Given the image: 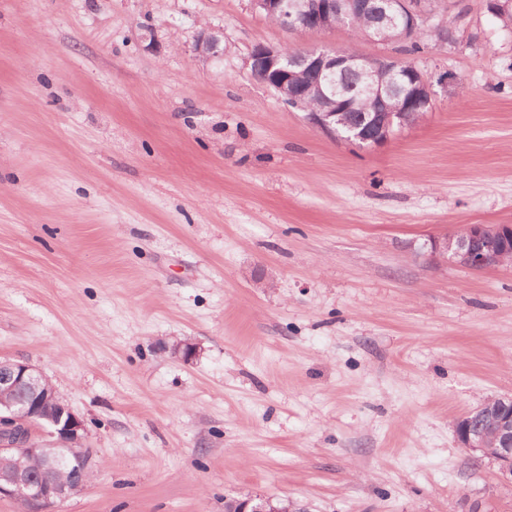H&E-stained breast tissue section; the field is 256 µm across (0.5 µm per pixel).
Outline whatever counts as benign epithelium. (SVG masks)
Here are the masks:
<instances>
[{"mask_svg": "<svg viewBox=\"0 0 512 512\" xmlns=\"http://www.w3.org/2000/svg\"><path fill=\"white\" fill-rule=\"evenodd\" d=\"M266 17H275L279 26L295 32L324 33L338 27L337 13L354 20L368 17L372 34L368 41L386 43L385 32H399L395 43H404L408 35L436 26L440 13L436 0H381L376 10L367 11L370 0H250ZM196 56L214 60L224 56L218 34L201 29L195 39ZM252 75L274 90L283 100L300 102L309 91L302 74L314 73L325 85H317L322 105L307 113V118L322 131L337 136L344 128L349 142L382 145L392 137L395 127L403 128L423 116L432 105L431 83L422 70L408 65L402 55L384 53L367 56L346 49L326 46L308 48L295 55H285L278 47L259 44L249 57ZM356 68L363 78L361 94L378 112L365 125L346 120L351 98L337 84L343 69ZM431 255L452 258L471 270L512 263L511 224H470L460 233L435 237L430 241ZM42 430L41 439L33 437V427ZM458 443L468 451L493 460L499 480L512 486V397H494L469 410L455 422ZM20 436L24 452L48 476L33 495L24 494L30 467L14 458L17 443L9 438ZM87 428L59 395L50 380L34 365L24 361L0 360V496L22 502L24 512H47L66 501L88 482L92 471L85 441ZM69 449L75 466L57 476L52 464V449ZM237 512H294L292 505H281L270 497L254 496L235 503Z\"/></svg>", "mask_w": 512, "mask_h": 512, "instance_id": "benign-epithelium-1", "label": "benign epithelium"}]
</instances>
